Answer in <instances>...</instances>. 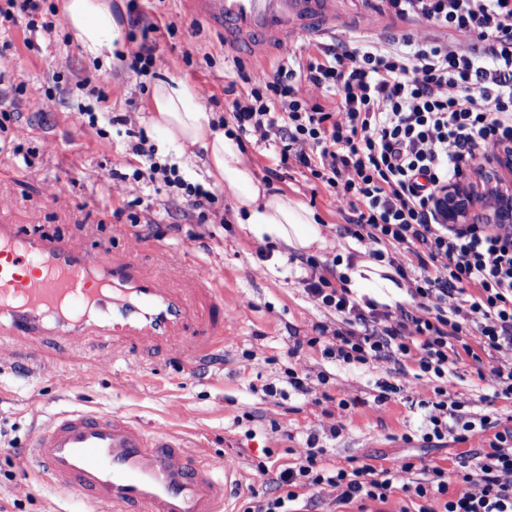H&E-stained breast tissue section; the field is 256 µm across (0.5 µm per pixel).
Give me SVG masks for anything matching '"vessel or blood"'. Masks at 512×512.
Segmentation results:
<instances>
[{
    "label": "vessel or blood",
    "mask_w": 512,
    "mask_h": 512,
    "mask_svg": "<svg viewBox=\"0 0 512 512\" xmlns=\"http://www.w3.org/2000/svg\"><path fill=\"white\" fill-rule=\"evenodd\" d=\"M186 13L224 36V49L258 58L286 53L301 39L336 32V0H182ZM161 242L152 274L140 254L115 256L0 224V335L50 336L69 347L113 339V359L128 342L176 340L187 371L224 345V290L215 281L176 285L184 268ZM20 463L34 462L58 487L88 495L100 512H222L233 469L190 455L167 429L133 416L69 410L33 434Z\"/></svg>",
    "instance_id": "b4317fda"
}]
</instances>
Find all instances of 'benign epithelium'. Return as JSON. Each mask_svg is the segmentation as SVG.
I'll return each instance as SVG.
<instances>
[{"label":"benign epithelium","mask_w":512,"mask_h":512,"mask_svg":"<svg viewBox=\"0 0 512 512\" xmlns=\"http://www.w3.org/2000/svg\"><path fill=\"white\" fill-rule=\"evenodd\" d=\"M479 183L492 191L488 202L478 188L450 184L436 194L437 218L444 224H512V146L485 156L478 165Z\"/></svg>","instance_id":"1"}]
</instances>
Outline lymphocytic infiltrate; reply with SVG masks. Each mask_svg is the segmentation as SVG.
Here are the masks:
<instances>
[{
    "instance_id": "1",
    "label": "lymphocytic infiltrate",
    "mask_w": 512,
    "mask_h": 512,
    "mask_svg": "<svg viewBox=\"0 0 512 512\" xmlns=\"http://www.w3.org/2000/svg\"><path fill=\"white\" fill-rule=\"evenodd\" d=\"M374 12L410 25L398 39L354 46L333 44L289 50L264 76L228 83L218 126L234 125L270 147L278 162L319 181L353 213L346 239L364 244L370 258L387 262L401 279H413L411 308L379 309L335 284L334 266L315 259L301 278L308 299L334 310L344 327L324 342L316 324L296 340L321 347L342 366L382 360L414 364L443 378L453 365L471 361L488 375L492 396L512 402V367L496 365L495 352L512 348V225L444 224L435 196L462 178L478 159L512 143V0H373ZM55 7L45 0H0V23L24 22L29 39L52 33ZM108 73L75 82L91 104L79 107L83 129L103 136L109 122ZM321 101H314L313 93ZM131 173L105 170L137 188H177L191 211L205 213L217 197L191 182L175 156L159 155L146 138L129 143ZM421 439L465 442L486 435L456 469L437 463L340 467L318 433H307L304 451L286 463L274 482L277 495L255 498L244 512H298L301 496L325 489L341 504L388 503L401 491L410 503L399 512H512V425L487 414L461 413L440 383L429 399ZM464 485L453 493L454 485Z\"/></svg>"
}]
</instances>
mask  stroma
I'll return each instance as SVG.
<instances>
[{"label":"stroma","mask_w":512,"mask_h":512,"mask_svg":"<svg viewBox=\"0 0 512 512\" xmlns=\"http://www.w3.org/2000/svg\"><path fill=\"white\" fill-rule=\"evenodd\" d=\"M162 23H174V31L156 35L159 58L154 75L139 77L120 64L112 66V84L106 90L112 114L127 118L128 128L144 131L159 155L171 148L149 121L150 89L167 75L180 76L190 89L207 87L222 94L225 84L239 72L272 70L241 56L227 58L224 37L205 22L186 14L180 0H150L144 7ZM340 29L351 40L400 37L406 25L381 18L369 11L363 0H339ZM14 44L0 59L5 82L0 85L13 117L7 131H0V216L38 234L75 241L87 249L107 244L114 253L139 247L144 268L152 266L149 243L162 233L171 251L188 255L190 261L215 278L224 289V350L213 356L193 377L182 374V363L173 343L147 341L131 345L134 357L148 365L145 376L133 378L121 367L103 368L101 360L112 349L107 339H92L69 348L45 338L3 337L0 349L12 354L0 365V504L15 512H95L91 501L60 491L46 480H33L23 487L18 463L21 448L29 443L35 428L52 415L73 409L103 412L124 411L137 416L144 426L163 425L180 435L190 452L221 457L235 468L237 487L231 494L230 512L256 494L274 489L269 477L255 469L264 455L289 461L303 449L302 434L323 432L342 425L341 434L328 446L337 464H393L410 456L416 460L455 466L468 450L482 446V437L465 443L448 442L435 448L420 441L405 442L404 434L420 430L422 400L432 395V386L416 380L412 369L399 370L393 363L343 368L328 363L319 349H304L299 364L310 376L330 375L328 385L313 384L309 398L267 397L265 385L285 387L291 364L288 351L297 336L312 325L328 330L341 325L334 311L314 306L298 282L301 256L281 244L271 245V256L260 259L255 239L239 224L235 202L217 190L214 214L205 219L187 218L188 205L177 193L143 197L131 205L128 186L113 181L104 186L95 176L107 167L127 172L129 156L117 135L88 136L74 123L68 98L49 108L31 97L30 87L50 85L53 72L67 64L72 73L94 76L93 60L83 52L64 22L52 34L25 46L21 26L10 31ZM62 141L63 149L51 153L47 142ZM36 151L35 164L18 167L15 145ZM270 190L313 210L328 245L318 251V260L333 258L336 230L346 219L336 211L328 192L289 169ZM36 358L48 369L38 375L22 371L20 364ZM71 369L81 381L69 391L56 385L55 373ZM393 387L385 402H377L383 387ZM489 380L479 379L474 366L459 365L448 376V394L462 411L512 416V403L490 400ZM330 401H321V394ZM347 400L341 408L339 400Z\"/></svg>","instance_id":"35a3bbf8"}]
</instances>
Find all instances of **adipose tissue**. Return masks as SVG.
<instances>
[{"label": "adipose tissue", "mask_w": 512, "mask_h": 512, "mask_svg": "<svg viewBox=\"0 0 512 512\" xmlns=\"http://www.w3.org/2000/svg\"><path fill=\"white\" fill-rule=\"evenodd\" d=\"M59 8L88 57L114 61L123 41L112 0H60ZM150 109L152 127L171 145L203 148L208 178L234 199L238 220L255 238L284 244L300 254L326 247L327 239L314 212L288 197L267 192L235 140L223 129L213 128L216 114L194 102L181 77L172 74L154 85ZM339 272L357 298L391 307L407 298L406 283L387 264L365 257L349 266L340 265Z\"/></svg>", "instance_id": "adipose-tissue-1"}]
</instances>
